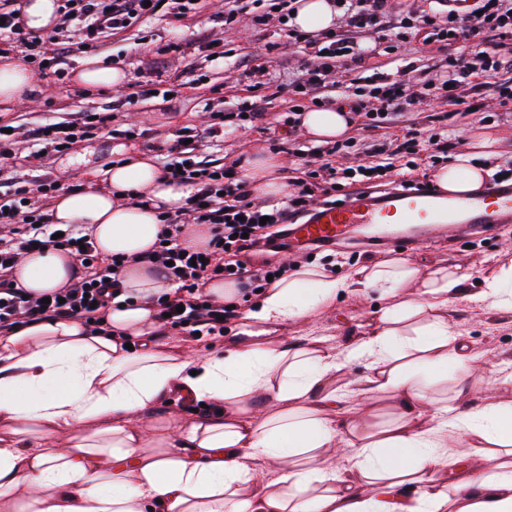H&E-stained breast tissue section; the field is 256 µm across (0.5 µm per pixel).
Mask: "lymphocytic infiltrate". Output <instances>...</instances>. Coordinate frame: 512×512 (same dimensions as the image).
<instances>
[{"label":"lymphocytic infiltrate","mask_w":512,"mask_h":512,"mask_svg":"<svg viewBox=\"0 0 512 512\" xmlns=\"http://www.w3.org/2000/svg\"><path fill=\"white\" fill-rule=\"evenodd\" d=\"M389 0H331L343 15L336 28L327 32L322 47L315 50L299 82L285 86L286 94H312L324 98V91L336 85L340 68L361 63L364 55L358 36L371 28L395 30L396 43H404L408 31H422L427 41L469 42L476 50L468 58H448L444 67L420 87L409 82L387 81L367 76L366 94L350 99L349 119L360 128L383 127L392 123L407 105L439 100L481 107V92L493 87L500 105L512 103V81L500 80L501 71L512 68V0H473L466 13L447 8L437 0V11L408 22L392 16ZM60 15L53 35L45 38L25 32L14 0H0V55L20 52L27 62L59 65L68 52L67 42L96 49L107 31H125L142 25L160 11L176 19L204 8V0H57ZM108 112L73 113L69 120L41 125L28 132H0V172L15 155L20 138L51 148L73 145L91 133L108 128ZM189 130H182L166 148L163 172L194 188L186 209L165 216L163 242L146 255V262L164 269L174 287L154 299L161 327L187 336L223 335L225 328L242 315L238 301L220 303L207 293V283L218 276L244 288H267L269 279H281L289 267L266 261L268 252L286 250L289 224L309 214L313 206L330 203L343 183L370 188L390 185L392 162L418 158V132L409 128L385 144L371 145L368 162L351 166L348 177L338 168L307 159L294 188L280 203L255 194L240 160L210 166L198 159V145ZM55 181L34 180L0 194V226L9 237H0V334L20 322L45 319H77L90 330H98L106 310L121 294L117 279L123 266L115 257L102 263L88 232L70 225L58 229L47 223L42 201L56 190ZM205 224L210 230L207 247L195 249L182 243L187 224ZM55 244L71 253L80 269L67 286L55 289L49 302L32 299L26 289L12 285V270L24 252L37 246Z\"/></svg>","instance_id":"lymphocytic-infiltrate-1"}]
</instances>
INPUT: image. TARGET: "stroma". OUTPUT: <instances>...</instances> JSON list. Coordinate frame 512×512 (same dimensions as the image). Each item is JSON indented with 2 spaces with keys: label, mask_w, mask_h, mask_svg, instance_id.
<instances>
[{
  "label": "stroma",
  "mask_w": 512,
  "mask_h": 512,
  "mask_svg": "<svg viewBox=\"0 0 512 512\" xmlns=\"http://www.w3.org/2000/svg\"><path fill=\"white\" fill-rule=\"evenodd\" d=\"M224 0H209L198 14L182 21L183 37L193 38L198 32H211L219 41V53L204 57L194 50L166 55L160 66L161 75L184 70L194 75L195 81L181 89L177 98L167 101L162 97L148 98L115 112L108 129L98 131L90 139L91 144H124L136 151H144L143 139L126 138V130L138 127L147 130L148 137L161 141L177 134L184 127L192 129L201 140V159L225 162L238 157L253 156L256 152L276 155L288 163L286 176H293L298 160V150L308 149L310 142L302 133L288 139H275L273 131L280 128L288 115V102L277 93L274 85L254 88L250 80L243 77L239 63L241 57L249 56L265 62L269 71L287 74L289 61L307 59L305 50L289 45L276 22L265 26L243 25L228 29L217 22L215 14L223 10ZM172 21L159 16L140 27L117 34H104L98 49L88 52H73L63 57L60 67L68 71L70 78L59 81L53 71L36 73L43 94L31 101L18 103L0 102V123L12 126L35 127L46 120L56 122L70 118L72 113L94 111L109 106L116 93H130L132 83L137 80V66L148 43H167ZM364 43L369 49L356 73L368 76L383 73L398 79L409 76L416 82L432 77L435 66L443 57L469 52L468 45L455 44L438 50L434 45L415 39L406 43L400 55L388 54L378 46L377 38L365 35ZM94 60L104 66L125 70L127 83L121 89L109 87L88 88L76 82L75 76L87 61ZM264 99L268 112L269 131L238 122L231 132L215 137L210 133L211 115L215 112H240L251 102ZM486 113L469 112L461 105H416L404 113V126L422 133H431L434 117L447 115L448 136L456 142L457 152L468 151L474 134L488 131L498 135L494 164H502L512 158V114L493 98H486ZM147 137V138H148ZM61 155L48 152L41 156L31 155L29 150H19L14 176L25 180L50 177L60 186L81 183V176L69 177L60 172L57 163ZM403 256L418 264H445L468 271L470 279L466 291L452 299L448 305L449 323L459 334L471 352L483 360L486 369L472 378L469 399L460 403L467 409L477 404L497 403L512 399V385L500 384V372H512V311H500L478 307L469 300L468 294L478 283L498 266L512 260V223L499 225L495 235L478 237L464 243L445 236L425 239L421 247L407 249L389 245L371 251L352 243L326 246L314 254L313 264L325 267L331 273L344 275L356 263L376 264L394 256ZM376 294L360 295L348 293L323 314L306 320L289 323L284 331L288 339L301 342L307 339L319 341L325 346H341L347 343L358 324L370 320L378 305Z\"/></svg>",
  "instance_id": "1"
}]
</instances>
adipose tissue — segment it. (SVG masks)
<instances>
[{
	"mask_svg": "<svg viewBox=\"0 0 512 512\" xmlns=\"http://www.w3.org/2000/svg\"><path fill=\"white\" fill-rule=\"evenodd\" d=\"M38 87L18 60L0 63V101ZM300 125L317 143L351 128L337 108L304 112ZM59 166L93 180L54 198L51 223L86 227L102 258L124 257L120 280L134 301L113 306L103 332L42 320L0 335V512H512V400L454 405L478 367L448 324L466 274L405 258L341 277L300 266L248 308L224 351H175L153 340L151 298L171 282L144 254L160 236V213L183 206L192 187L169 182L155 157L121 145L84 147ZM281 167L269 156L247 161L257 194H285ZM489 173L462 154L435 179L450 194H470ZM76 268L72 255L49 247L21 255L13 280L36 298ZM371 290L384 304L343 349L281 337L336 298ZM470 299L512 310V265L484 278ZM126 336L143 347L124 349ZM357 364L365 376L352 375ZM450 373L453 399L438 401L431 387ZM350 392L365 403L391 396L399 412L371 421L342 408ZM176 393L217 411L190 425L172 411L155 417ZM429 410L435 423L424 420ZM339 441L347 465L327 470L323 454ZM261 461L276 464L274 477ZM449 468L458 482L439 480Z\"/></svg>",
	"mask_w": 512,
	"mask_h": 512,
	"instance_id": "ef3b65f1",
	"label": "adipose tissue"
}]
</instances>
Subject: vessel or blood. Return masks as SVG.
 I'll use <instances>...</instances> for the list:
<instances>
[{
  "label": "vessel or blood",
  "mask_w": 512,
  "mask_h": 512,
  "mask_svg": "<svg viewBox=\"0 0 512 512\" xmlns=\"http://www.w3.org/2000/svg\"><path fill=\"white\" fill-rule=\"evenodd\" d=\"M512 223V180L483 188L468 196H455L438 188L394 191L381 197L361 195L350 203L322 207L301 224L292 225L293 245L332 244L347 239L352 230L364 231L363 245L388 244L384 228L410 224L414 236L455 235L460 229L484 234L496 224Z\"/></svg>",
  "instance_id": "b4317fda"
}]
</instances>
